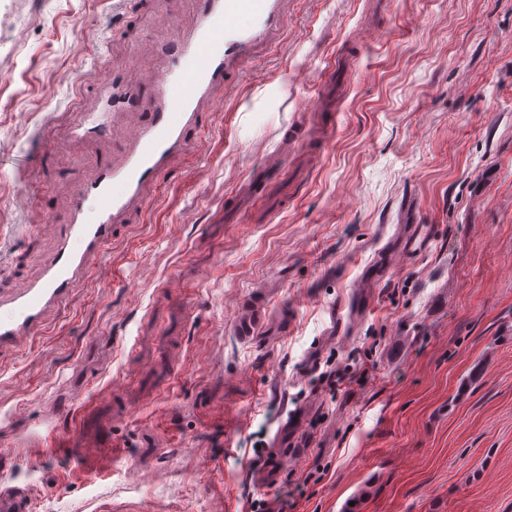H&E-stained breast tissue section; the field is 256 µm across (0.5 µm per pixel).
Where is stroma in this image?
<instances>
[{"mask_svg":"<svg viewBox=\"0 0 512 512\" xmlns=\"http://www.w3.org/2000/svg\"><path fill=\"white\" fill-rule=\"evenodd\" d=\"M196 7L0 0V292L145 119L77 165V113ZM283 17L34 344L0 347V480L33 512H243L258 491L275 512H512V0ZM265 444L287 468L259 469Z\"/></svg>","mask_w":512,"mask_h":512,"instance_id":"obj_1","label":"stroma"}]
</instances>
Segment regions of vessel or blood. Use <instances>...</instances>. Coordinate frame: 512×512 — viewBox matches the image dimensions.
Returning <instances> with one entry per match:
<instances>
[{"instance_id": "obj_1", "label": "vessel or blood", "mask_w": 512, "mask_h": 512, "mask_svg": "<svg viewBox=\"0 0 512 512\" xmlns=\"http://www.w3.org/2000/svg\"><path fill=\"white\" fill-rule=\"evenodd\" d=\"M281 21V0H197L192 21L160 48L147 70L153 94L140 103L146 119L135 139L119 161L99 163L94 177L78 187L66 223L40 225L56 242L41 276L22 291L0 295V346L33 340L47 311L87 276L90 259L103 254L144 187L159 182L189 148L201 108L242 66L248 48ZM139 84L136 78L122 87L103 80L98 110L82 113L70 127L73 144L101 134L129 106ZM0 512H32L25 489L0 487Z\"/></svg>"}]
</instances>
